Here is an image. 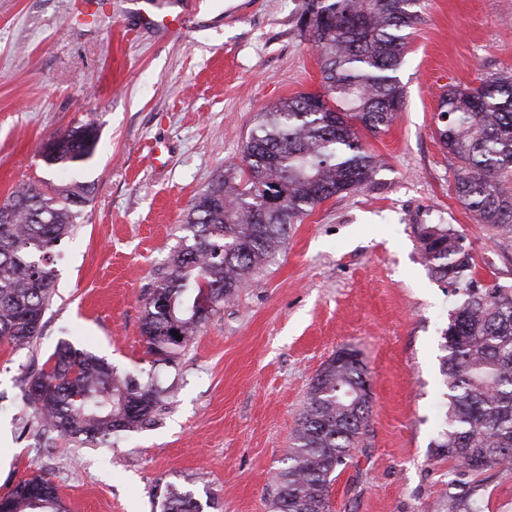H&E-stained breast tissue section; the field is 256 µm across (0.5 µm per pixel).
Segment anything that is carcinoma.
Returning <instances> with one entry per match:
<instances>
[{"label": "carcinoma", "mask_w": 512, "mask_h": 512, "mask_svg": "<svg viewBox=\"0 0 512 512\" xmlns=\"http://www.w3.org/2000/svg\"><path fill=\"white\" fill-rule=\"evenodd\" d=\"M419 3L306 0L300 30L320 50L321 90L260 113L241 163L194 199L185 219L190 241L144 300L141 332L152 366L175 362L194 340L207 319L199 300L208 315L218 312L284 243L289 225L371 179L379 159L358 132L384 131L404 106L396 72L409 31L421 22ZM435 135L452 162L458 201L476 223L512 235V73L442 91ZM98 141L92 122L55 132L43 146L44 163L64 171L84 165ZM89 196L78 180H36L0 203L12 212L0 221L1 342L21 349L40 336L55 285L49 254L70 237ZM419 240L429 273L466 293L442 334L446 429L433 447L459 471L512 469V284L477 281L474 257L446 225L422 227ZM348 354L340 364L331 356L312 380L279 473L275 512H330L336 471L352 459L371 410L367 370L356 352ZM165 393L151 377H123L108 360L63 343L28 379L25 398L43 434L83 446L154 424ZM6 499L10 512H67L58 487L41 475L19 481ZM161 512L202 507L170 484Z\"/></svg>", "instance_id": "obj_1"}]
</instances>
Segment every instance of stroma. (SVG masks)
I'll return each instance as SVG.
<instances>
[{
    "instance_id": "1",
    "label": "stroma",
    "mask_w": 512,
    "mask_h": 512,
    "mask_svg": "<svg viewBox=\"0 0 512 512\" xmlns=\"http://www.w3.org/2000/svg\"><path fill=\"white\" fill-rule=\"evenodd\" d=\"M190 33L142 24L132 0H0V201L46 167L51 133L99 129L75 174L94 192L49 260L40 336L0 343V496L48 477L70 512H160L167 484L204 512H271L281 460L321 366L358 353L368 428L333 482L331 512H512V470L457 475L433 446L446 410L441 334L464 296L420 262V226L460 235L487 281L512 283V236L474 223L436 141L438 96L512 72V0H421L397 73L405 105L361 132L380 165L361 188L292 225L263 268L201 327L178 366H152L144 297L183 243L193 198L239 161L259 112L320 87L299 32L306 0H188ZM171 387L156 424L95 448L39 438L28 377L60 342Z\"/></svg>"
}]
</instances>
